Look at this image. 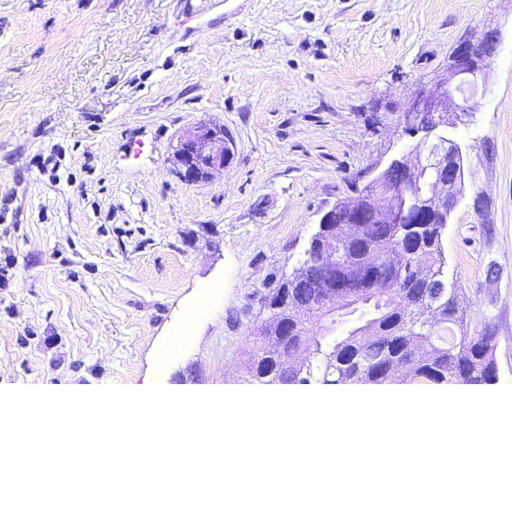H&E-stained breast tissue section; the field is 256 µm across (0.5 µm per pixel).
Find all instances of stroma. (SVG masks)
Returning a JSON list of instances; mask_svg holds the SVG:
<instances>
[{
  "label": "stroma",
  "mask_w": 512,
  "mask_h": 512,
  "mask_svg": "<svg viewBox=\"0 0 512 512\" xmlns=\"http://www.w3.org/2000/svg\"><path fill=\"white\" fill-rule=\"evenodd\" d=\"M193 4L186 23L181 0H0V385L144 388L217 285L171 382L269 387L241 368L264 297L354 179L414 154L402 107L457 85L453 47L488 26L486 88L441 131L466 160L442 247L512 382V0ZM203 121L233 157L189 184L174 148Z\"/></svg>",
  "instance_id": "35a3bbf8"
}]
</instances>
